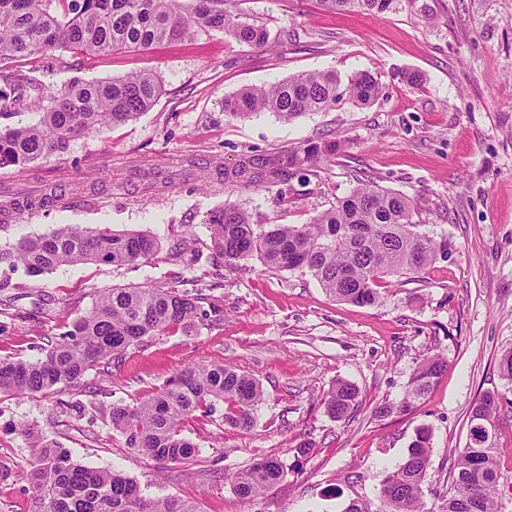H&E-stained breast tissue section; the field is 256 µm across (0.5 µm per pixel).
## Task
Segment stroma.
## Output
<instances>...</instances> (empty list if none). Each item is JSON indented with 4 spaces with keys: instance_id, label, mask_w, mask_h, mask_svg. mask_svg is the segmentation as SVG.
I'll list each match as a JSON object with an SVG mask.
<instances>
[{
    "instance_id": "1",
    "label": "stroma",
    "mask_w": 512,
    "mask_h": 512,
    "mask_svg": "<svg viewBox=\"0 0 512 512\" xmlns=\"http://www.w3.org/2000/svg\"><path fill=\"white\" fill-rule=\"evenodd\" d=\"M239 20L264 26L256 48L201 30L147 49L85 55L52 48L13 61V71L56 90L72 79L109 80L151 71L163 91L136 119L76 137L63 156L0 168V196L63 197L62 205L5 215L0 248L50 233L61 224L141 231L160 245L135 265L84 263L27 275L0 269V359L35 361L49 337L89 312L100 290L193 280L212 267L208 213L235 204L260 224H309L361 184L406 196L414 220L447 258L397 278L375 305L330 297L310 275L243 271L221 265L214 295L224 320L192 335L167 333L97 365L75 384L47 393L0 395V512H41L21 477L32 455L28 425L66 448L75 462L122 472L144 497L176 496L197 512H343L353 500L378 505L388 472L405 459L418 430L430 433L427 512L468 442L469 410L485 392L502 397L496 415L504 512H512V389L498 359L512 349V0H397L379 17L324 11L317 0H229ZM341 78L368 70L381 93L369 105L344 99L327 112L293 121L271 113L224 114V98L300 72ZM333 140L330 161L308 164L287 183L228 190L205 166L233 169L244 157ZM159 167L167 185L149 188ZM197 237L194 268L167 253L186 231ZM439 353L448 368L415 412L385 419L374 407L399 401L418 364ZM229 362L261 382L265 401L249 433L223 422L224 405L185 423L199 446L185 465L126 448L107 414L192 365ZM358 390L353 417L329 416L337 380ZM85 405L82 416L59 401ZM306 456H298L300 444ZM275 456L284 481L255 499L239 498L230 474Z\"/></svg>"
}]
</instances>
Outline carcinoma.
I'll use <instances>...</instances> for the list:
<instances>
[{
	"mask_svg": "<svg viewBox=\"0 0 512 512\" xmlns=\"http://www.w3.org/2000/svg\"><path fill=\"white\" fill-rule=\"evenodd\" d=\"M59 0H0V117H8L44 100L39 120L28 126L0 130V168H23L67 152L70 142L87 133L132 120L152 107L162 81L152 73H133L112 80H73L57 92L7 69L11 60L66 47L101 54L117 49L148 48L176 42L199 29H214L255 47L269 43L266 28L235 18L224 0H82L79 10L62 14L52 9ZM328 11H357L376 16L393 9L397 0H318ZM381 93L368 70L342 82L332 70L301 72L267 87H245L224 98V112L234 118L272 112L291 121L308 112H322L347 97L367 105ZM336 155V145L312 143L302 150H283L268 158L244 162L233 170L217 163L210 175L234 187L260 188L286 183L306 163ZM215 258L246 265L258 259L267 269L310 273L330 296L358 305L382 299L381 285L390 276L417 274L448 255V244L418 230L409 200L371 185L357 186L311 224L253 222L235 205L208 215ZM158 250L157 241L137 232L61 225L49 234L27 238L12 250H0V266H23L39 276L60 266L98 262L133 265ZM208 284L193 288L118 287L101 292L92 310L48 342L44 358L0 360V393H45L80 380L96 364L121 358L130 347L169 331L187 335L204 321L224 315L220 301L204 294ZM436 354L424 359L411 377L403 399L375 408L384 418L415 407L446 371ZM358 392L340 380L325 400L335 419L357 409ZM224 403V424L242 431L256 427L255 411L264 401L257 379L224 364L194 365L131 403L109 410L112 428L126 447L145 457L173 464L192 460L197 444L182 434L185 421ZM499 394L486 392L470 408L474 438L460 450L451 469L450 487L439 512H501V466L496 454V413ZM33 461L25 476L38 493L42 512H197L175 497L146 499L131 478L76 463L39 431L25 429ZM430 438L420 430L406 459L383 480L377 512H427L421 497L429 478ZM286 464L266 457L237 472L234 492L255 498L280 482Z\"/></svg>",
	"mask_w": 512,
	"mask_h": 512,
	"instance_id": "1",
	"label": "carcinoma"
}]
</instances>
